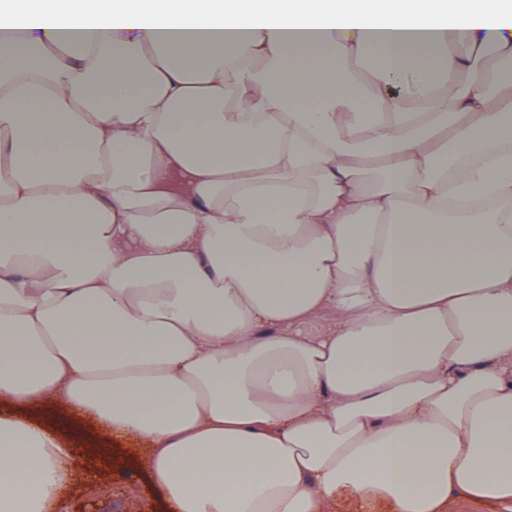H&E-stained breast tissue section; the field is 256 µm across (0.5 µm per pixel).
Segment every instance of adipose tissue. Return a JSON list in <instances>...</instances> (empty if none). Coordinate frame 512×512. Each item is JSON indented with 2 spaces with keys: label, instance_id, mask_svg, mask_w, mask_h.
I'll list each match as a JSON object with an SVG mask.
<instances>
[{
  "label": "adipose tissue",
  "instance_id": "adipose-tissue-1",
  "mask_svg": "<svg viewBox=\"0 0 512 512\" xmlns=\"http://www.w3.org/2000/svg\"><path fill=\"white\" fill-rule=\"evenodd\" d=\"M0 34V512H64L78 411L175 512H512V0H7Z\"/></svg>",
  "mask_w": 512,
  "mask_h": 512
}]
</instances>
